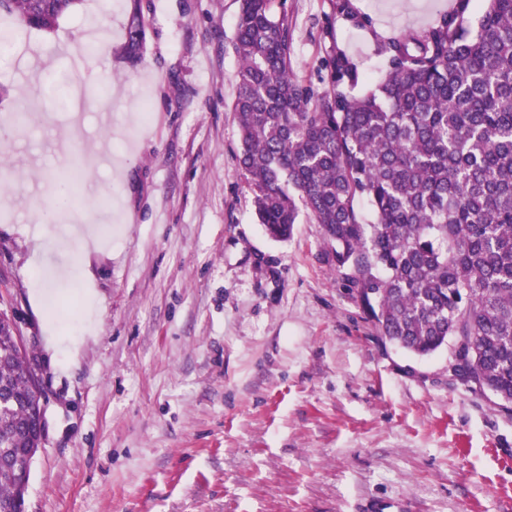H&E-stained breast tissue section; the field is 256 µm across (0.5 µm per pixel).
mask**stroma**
I'll use <instances>...</instances> for the list:
<instances>
[{
  "instance_id": "stroma-1",
  "label": "stroma",
  "mask_w": 512,
  "mask_h": 512,
  "mask_svg": "<svg viewBox=\"0 0 512 512\" xmlns=\"http://www.w3.org/2000/svg\"><path fill=\"white\" fill-rule=\"evenodd\" d=\"M240 6L78 0L0 56V312L47 397L26 512H512V412L453 379L450 348L386 341L321 225L281 242L259 224L230 110ZM457 6L288 0L293 72L327 90L343 55L366 93L392 40ZM35 60L80 110L43 98ZM76 158L77 193L41 222ZM146 23L140 10L135 9L125 26V51L129 58L139 59L145 44Z\"/></svg>"
}]
</instances>
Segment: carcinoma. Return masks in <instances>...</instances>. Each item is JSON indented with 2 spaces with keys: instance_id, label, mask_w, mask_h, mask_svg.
Instances as JSON below:
<instances>
[{
  "instance_id": "obj_1",
  "label": "carcinoma",
  "mask_w": 512,
  "mask_h": 512,
  "mask_svg": "<svg viewBox=\"0 0 512 512\" xmlns=\"http://www.w3.org/2000/svg\"><path fill=\"white\" fill-rule=\"evenodd\" d=\"M286 2L241 0L232 42L237 159L258 223L277 241L302 213L322 225L336 270L387 341L427 357L461 339L468 378L512 405V0H485L474 29L458 0L430 30L405 31L362 96L343 55L329 62L328 90L295 78ZM75 4L6 0L5 10L49 30ZM145 33L136 9L129 58ZM31 369L0 318V512H20L15 464L43 433Z\"/></svg>"
}]
</instances>
